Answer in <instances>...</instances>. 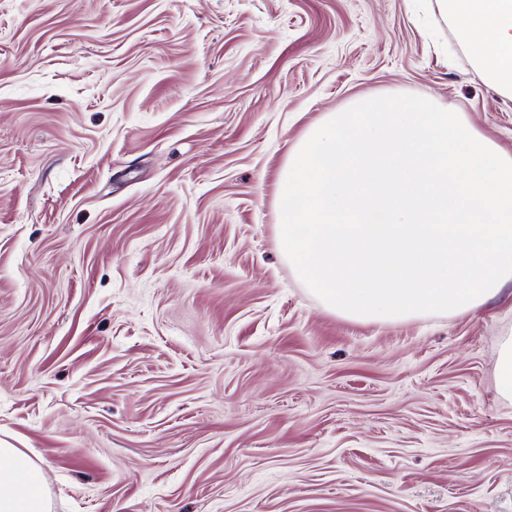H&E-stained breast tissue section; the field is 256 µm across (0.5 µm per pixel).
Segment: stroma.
Wrapping results in <instances>:
<instances>
[{
    "label": "stroma",
    "instance_id": "obj_1",
    "mask_svg": "<svg viewBox=\"0 0 512 512\" xmlns=\"http://www.w3.org/2000/svg\"><path fill=\"white\" fill-rule=\"evenodd\" d=\"M378 91L512 153L429 0H0V445L52 512H512V284L359 323L279 253L289 147ZM497 373L499 394L512 401V336L506 337L501 344Z\"/></svg>",
    "mask_w": 512,
    "mask_h": 512
}]
</instances>
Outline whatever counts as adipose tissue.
Masks as SVG:
<instances>
[{
  "mask_svg": "<svg viewBox=\"0 0 512 512\" xmlns=\"http://www.w3.org/2000/svg\"><path fill=\"white\" fill-rule=\"evenodd\" d=\"M474 69L512 99V0H435ZM0 512H50L41 470L21 448H0Z\"/></svg>",
  "mask_w": 512,
  "mask_h": 512,
  "instance_id": "1",
  "label": "adipose tissue"
}]
</instances>
